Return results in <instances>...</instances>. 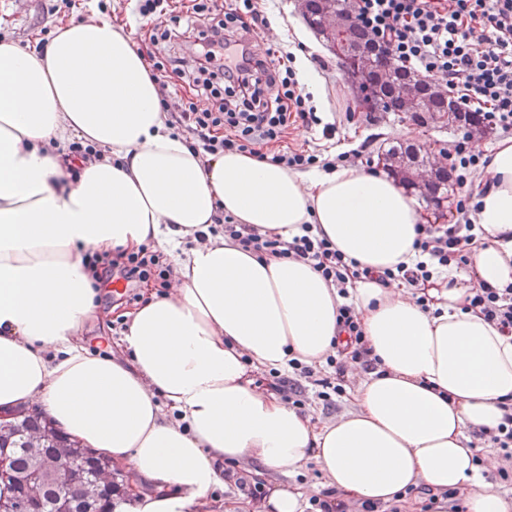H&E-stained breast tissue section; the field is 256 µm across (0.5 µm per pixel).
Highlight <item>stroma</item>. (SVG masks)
Here are the masks:
<instances>
[{
  "label": "stroma",
  "instance_id": "obj_1",
  "mask_svg": "<svg viewBox=\"0 0 512 512\" xmlns=\"http://www.w3.org/2000/svg\"><path fill=\"white\" fill-rule=\"evenodd\" d=\"M90 0H80L75 8H60L55 15L44 14L43 0H10L0 4V33L19 44L40 38L42 29H55L60 22L78 19L90 14ZM269 28L254 33L257 51H265L271 41H278L294 57H308L307 67L298 69L297 78L302 93L311 94L317 109L319 124L298 127L288 137L293 148L302 145L318 148L322 157L330 159L345 154L348 164L375 170L378 156L396 142L406 140L428 149L438 165L459 163L462 155H483L496 142V135H468L455 126H417L404 119L399 112H366L356 102L345 82V75L336 58L316 38L296 8V0H267ZM132 308L129 294L98 290L95 315L83 328L88 347L104 351L108 334H120L121 320H114L110 328H103L101 318L112 307Z\"/></svg>",
  "mask_w": 512,
  "mask_h": 512
}]
</instances>
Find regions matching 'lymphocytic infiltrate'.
<instances>
[{
    "instance_id": "f902f5d3",
    "label": "lymphocytic infiltrate",
    "mask_w": 512,
    "mask_h": 512,
    "mask_svg": "<svg viewBox=\"0 0 512 512\" xmlns=\"http://www.w3.org/2000/svg\"><path fill=\"white\" fill-rule=\"evenodd\" d=\"M350 2L361 23L405 67L456 89L484 133L512 131V0ZM134 14L138 29H149L156 48L155 79L163 86L188 85L194 93L186 103L163 105L168 124L187 132L191 149L250 153L255 146L274 141L283 145L274 161L291 169L318 163V155L285 144L290 123L308 126L317 121L298 89L292 53L275 46L260 56L250 47V35L268 27L263 0H236L226 9L216 0H136ZM201 97L208 100V108H199ZM474 230L471 224L418 225L415 247L420 262L412 269L383 271L379 282L402 280L417 289L425 287L436 267L467 264ZM224 233L261 254L311 260L342 295L348 284L372 275L311 234L288 241L229 220ZM471 304L486 320L512 334V294L482 283L474 287ZM338 320L349 336L332 358L335 380L341 381L349 361L365 369L374 361L354 306L341 305ZM311 380L319 387V399L331 402L333 380L314 379L306 366L300 367L297 377L277 378L271 388L300 409L305 384Z\"/></svg>"
}]
</instances>
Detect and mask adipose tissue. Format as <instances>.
<instances>
[{"mask_svg": "<svg viewBox=\"0 0 512 512\" xmlns=\"http://www.w3.org/2000/svg\"><path fill=\"white\" fill-rule=\"evenodd\" d=\"M75 140L97 158L71 167ZM485 157L468 272L438 269L423 304L369 279L344 298L312 262L242 249L221 219L287 240L309 229L360 267L411 268L421 215L400 185L190 149L107 17L60 24L42 50L0 38V410L35 407L130 468L139 490L123 512H213L222 462L240 459L257 477L315 462L347 503L420 485L455 492L467 512H512L496 460L478 465L471 447L512 405V335L470 305L475 285L512 289V137ZM148 246L172 259L175 293L147 291L113 348L90 351L84 253ZM347 299L376 360L354 411L320 423L254 387L252 367H322Z\"/></svg>", "mask_w": 512, "mask_h": 512, "instance_id": "1", "label": "adipose tissue"}]
</instances>
